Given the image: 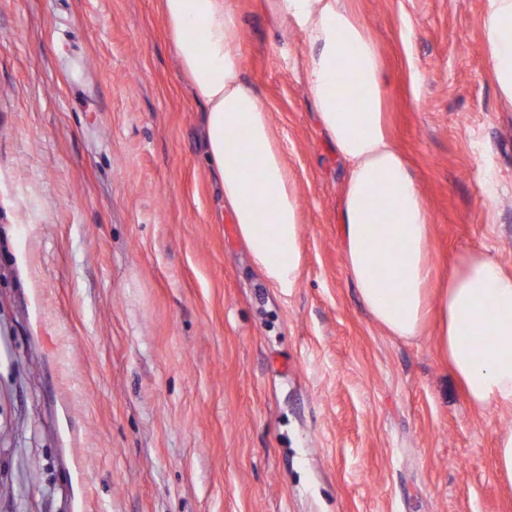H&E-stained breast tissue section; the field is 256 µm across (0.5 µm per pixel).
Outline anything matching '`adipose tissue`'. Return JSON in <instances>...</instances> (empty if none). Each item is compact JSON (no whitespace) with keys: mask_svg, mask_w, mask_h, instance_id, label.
I'll return each instance as SVG.
<instances>
[{"mask_svg":"<svg viewBox=\"0 0 512 512\" xmlns=\"http://www.w3.org/2000/svg\"><path fill=\"white\" fill-rule=\"evenodd\" d=\"M179 66L205 107L206 159L260 274L287 291L300 277L296 184L270 112L244 76L233 0H160ZM303 30V76L317 120L344 168L340 222L346 266L373 319L403 339L433 335L470 404L512 408V272L484 251L461 254L431 289L429 213L391 142L390 81L366 26L344 0H275ZM480 37L503 100L512 105V0H486ZM490 329L493 342L474 332Z\"/></svg>","mask_w":512,"mask_h":512,"instance_id":"adipose-tissue-1","label":"adipose tissue"}]
</instances>
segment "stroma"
Listing matches in <instances>:
<instances>
[{
    "mask_svg": "<svg viewBox=\"0 0 512 512\" xmlns=\"http://www.w3.org/2000/svg\"><path fill=\"white\" fill-rule=\"evenodd\" d=\"M345 2L391 72L436 275L470 250L512 271L486 0ZM234 4L299 195L287 292L225 232L159 0H0V512H512L494 469L512 410L473 409L434 337L369 315L304 35Z\"/></svg>",
    "mask_w": 512,
    "mask_h": 512,
    "instance_id": "35a3bbf8",
    "label": "stroma"
}]
</instances>
